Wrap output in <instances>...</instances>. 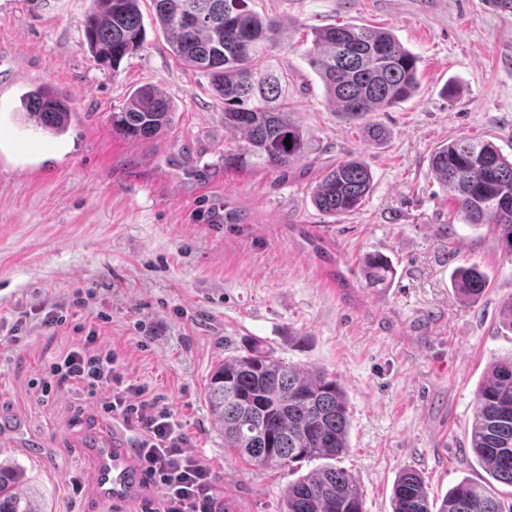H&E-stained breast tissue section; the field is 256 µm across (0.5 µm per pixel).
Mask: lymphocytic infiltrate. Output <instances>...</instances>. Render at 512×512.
Wrapping results in <instances>:
<instances>
[{
  "label": "lymphocytic infiltrate",
  "mask_w": 512,
  "mask_h": 512,
  "mask_svg": "<svg viewBox=\"0 0 512 512\" xmlns=\"http://www.w3.org/2000/svg\"><path fill=\"white\" fill-rule=\"evenodd\" d=\"M98 330L90 328L81 345L57 358L49 372L61 382L93 389L112 385V395L101 408L123 421L141 448L149 488L142 512H216L211 469L188 450L189 436L164 406L161 395L147 384L125 378L114 352L98 347Z\"/></svg>",
  "instance_id": "lymphocytic-infiltrate-1"
}]
</instances>
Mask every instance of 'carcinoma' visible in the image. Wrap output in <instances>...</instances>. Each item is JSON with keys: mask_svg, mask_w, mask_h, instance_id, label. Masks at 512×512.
<instances>
[{"mask_svg": "<svg viewBox=\"0 0 512 512\" xmlns=\"http://www.w3.org/2000/svg\"><path fill=\"white\" fill-rule=\"evenodd\" d=\"M155 22L171 51L208 78L224 100V129L243 135L245 145L224 154V167L283 169L302 158L310 142L285 104L288 73L272 63L278 26L249 7L248 0H153ZM305 51L336 111L364 121L369 140L385 137L375 112L414 97L419 55L390 31L359 25L311 30ZM87 50L103 67L117 70L145 42L140 0H92L84 26ZM23 119L50 138L63 136L72 121L70 96L40 84L19 99ZM171 102L158 85L135 89L112 112V131L137 141L155 139L170 126ZM290 141L286 146L284 141ZM435 179L452 193L465 224H490L512 255V158L492 142L460 138L440 145L430 159ZM372 175L358 158L329 169L313 192L321 212L338 217L359 209ZM364 278L387 287L389 260L368 254ZM451 283L465 299L483 295L488 279L476 264L462 266ZM206 400L224 434V447L266 468L325 459L329 464L299 476L283 493V512H363L355 478L331 461L349 448V417L339 382L306 366L277 358L256 341L212 371ZM470 447L484 472L512 487V353L494 360L479 385ZM0 512H45L27 486L25 472L0 463ZM392 512H512L486 485L464 479L440 503L429 502L420 475L404 470L393 489Z\"/></svg>", "mask_w": 512, "mask_h": 512, "instance_id": "obj_1", "label": "carcinoma"}]
</instances>
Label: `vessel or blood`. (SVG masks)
<instances>
[{
    "instance_id": "obj_1",
    "label": "vessel or blood",
    "mask_w": 512,
    "mask_h": 512,
    "mask_svg": "<svg viewBox=\"0 0 512 512\" xmlns=\"http://www.w3.org/2000/svg\"><path fill=\"white\" fill-rule=\"evenodd\" d=\"M79 453L92 465L99 503L125 508L139 500L148 476L139 463L138 443L123 423L113 421L111 435H92Z\"/></svg>"
}]
</instances>
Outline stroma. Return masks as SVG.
Wrapping results in <instances>:
<instances>
[{"instance_id":"1","label":"stroma","mask_w":512,"mask_h":512,"mask_svg":"<svg viewBox=\"0 0 512 512\" xmlns=\"http://www.w3.org/2000/svg\"><path fill=\"white\" fill-rule=\"evenodd\" d=\"M278 20L288 107L312 151L287 170L231 169L243 143L224 128L207 78L174 56L141 0L143 47L118 71L87 50L91 0H0V57L17 68L0 92V409L42 443L31 454L0 435V461L21 466L47 512H102L87 432L107 435L110 393L66 384L43 395L49 365L99 328L126 376L163 395L190 450L211 468L221 512H281L283 491L316 469H267L226 451L205 389L214 367L254 340L276 357L336 378L347 396L348 451L364 512H392L398 474L417 471L430 499L484 480L470 448L477 390L489 363L512 353L499 323L512 297V258L489 225L459 221L430 157L448 140H488L512 156V13L489 0H252ZM391 30L421 58L420 90L375 113L385 141L366 140L328 100L304 58L311 28ZM69 92L67 133L45 137L17 111L29 85ZM158 84L173 105L151 141L112 131L131 90ZM359 157L372 189L332 217L313 191L338 161ZM389 257L388 287H367L364 255ZM478 265L488 287L460 300L450 276ZM62 308L64 324L45 314ZM485 481V480H484Z\"/></svg>"}]
</instances>
